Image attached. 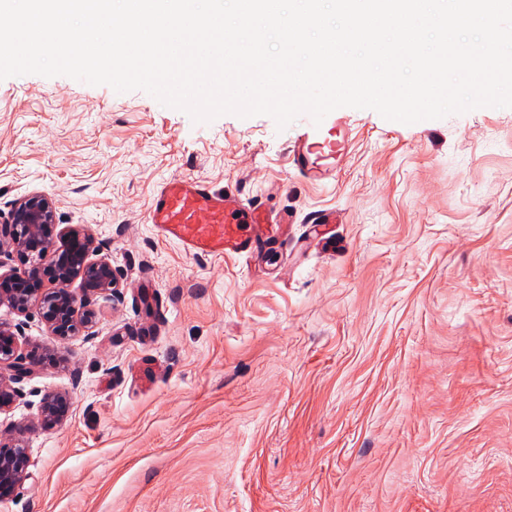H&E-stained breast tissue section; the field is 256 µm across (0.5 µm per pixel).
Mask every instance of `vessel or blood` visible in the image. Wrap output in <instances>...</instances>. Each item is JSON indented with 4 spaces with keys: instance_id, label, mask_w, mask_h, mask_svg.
<instances>
[{
    "instance_id": "1",
    "label": "vessel or blood",
    "mask_w": 512,
    "mask_h": 512,
    "mask_svg": "<svg viewBox=\"0 0 512 512\" xmlns=\"http://www.w3.org/2000/svg\"><path fill=\"white\" fill-rule=\"evenodd\" d=\"M350 142L345 121L328 114L321 125L306 122L294 139L290 161L304 178L325 176ZM260 200H242L213 190L199 179L171 178L158 189L147 221L163 239L184 252L214 258L252 257L274 240L272 222L262 217Z\"/></svg>"
}]
</instances>
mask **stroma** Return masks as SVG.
<instances>
[{"mask_svg":"<svg viewBox=\"0 0 512 512\" xmlns=\"http://www.w3.org/2000/svg\"><path fill=\"white\" fill-rule=\"evenodd\" d=\"M110 92L0 80V223L47 195L120 278L65 340L0 306L21 352L55 349L0 414L28 449L0 512H512V108H344L351 145L316 182L295 126ZM173 177L294 214L287 245L221 260L159 239L147 209ZM60 394L67 420L42 428Z\"/></svg>","mask_w":512,"mask_h":512,"instance_id":"obj_1","label":"stroma"}]
</instances>
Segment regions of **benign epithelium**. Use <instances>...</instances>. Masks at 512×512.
Masks as SVG:
<instances>
[{"label":"benign epithelium","mask_w":512,"mask_h":512,"mask_svg":"<svg viewBox=\"0 0 512 512\" xmlns=\"http://www.w3.org/2000/svg\"><path fill=\"white\" fill-rule=\"evenodd\" d=\"M55 202L42 194L17 200L7 221L0 225V305L19 314L38 306L51 335L65 338L91 319V298L120 287L112 261L99 253L94 238L68 226L56 235ZM53 259L42 267L47 254ZM19 256L24 268L9 265ZM80 281L81 294L70 290ZM17 328L0 322V413L15 401L16 380L30 373L27 356L19 352ZM70 399L57 395L45 401L40 417L44 426L61 423L68 414ZM27 451L17 443L0 440V500L11 497L27 477Z\"/></svg>","instance_id":"1"}]
</instances>
